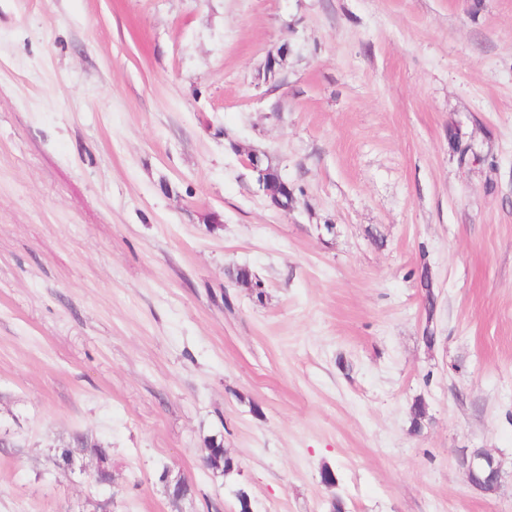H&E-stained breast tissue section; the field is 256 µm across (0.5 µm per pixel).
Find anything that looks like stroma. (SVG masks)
<instances>
[{"label": "stroma", "mask_w": 512, "mask_h": 512, "mask_svg": "<svg viewBox=\"0 0 512 512\" xmlns=\"http://www.w3.org/2000/svg\"><path fill=\"white\" fill-rule=\"evenodd\" d=\"M78 432L106 461L59 462ZM240 487L512 512V0H0V512H234ZM236 149L238 152H242L244 154L245 167L255 175L259 188L275 208L281 210L282 207L278 202H281L282 198L289 199L290 201L289 206H291L290 208H288V206L285 209L286 212L297 205L298 199L295 194V189L288 183V181L283 180L278 174H276L274 179L267 177L271 174V169L269 167H264L260 153L253 150L240 151L238 145H236ZM469 482L484 493H494L501 482V465L495 457L481 449L475 450L470 456L461 458Z\"/></svg>", "instance_id": "obj_1"}]
</instances>
